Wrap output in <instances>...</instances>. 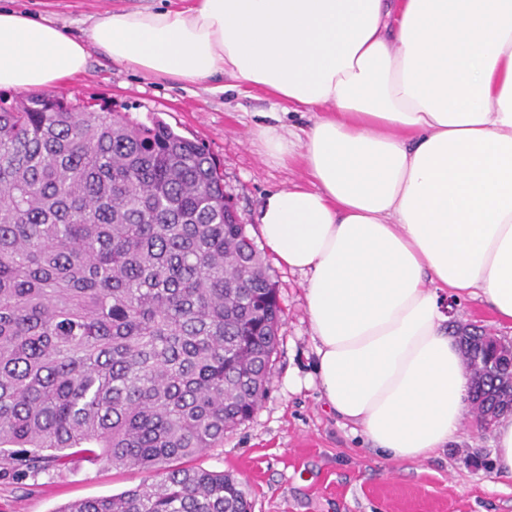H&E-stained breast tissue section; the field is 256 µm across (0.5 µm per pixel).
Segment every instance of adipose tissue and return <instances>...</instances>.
<instances>
[{"mask_svg":"<svg viewBox=\"0 0 512 512\" xmlns=\"http://www.w3.org/2000/svg\"><path fill=\"white\" fill-rule=\"evenodd\" d=\"M146 76L231 77L304 108L302 136L257 125L266 158L314 189L257 217L305 278L314 375L337 415L391 460L459 431L469 381L445 297L512 327V0H189L108 10L86 39L0 8V89L82 72L87 44Z\"/></svg>","mask_w":512,"mask_h":512,"instance_id":"adipose-tissue-1","label":"adipose tissue"}]
</instances>
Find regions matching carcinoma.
<instances>
[{"label":"carcinoma","instance_id":"obj_1","mask_svg":"<svg viewBox=\"0 0 512 512\" xmlns=\"http://www.w3.org/2000/svg\"><path fill=\"white\" fill-rule=\"evenodd\" d=\"M282 309L205 146L51 94L0 96V475L76 448L139 486L56 512H251L224 446L270 383ZM472 404L512 398L484 336Z\"/></svg>","mask_w":512,"mask_h":512}]
</instances>
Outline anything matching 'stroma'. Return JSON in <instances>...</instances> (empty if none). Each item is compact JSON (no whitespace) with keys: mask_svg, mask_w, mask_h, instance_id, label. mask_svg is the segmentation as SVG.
<instances>
[{"mask_svg":"<svg viewBox=\"0 0 512 512\" xmlns=\"http://www.w3.org/2000/svg\"><path fill=\"white\" fill-rule=\"evenodd\" d=\"M179 0H0V7L46 19L84 37L93 18L112 8L175 6ZM85 70L54 89L93 108L157 117L202 141L220 162L224 191L259 237L257 216L268 192L310 187L299 161L281 165L261 155L253 130L270 101L259 92L212 91L210 84L152 78L89 47ZM284 308L268 392L252 418L224 437L223 447L188 458L187 466L229 471L249 488L252 512H512V479L492 462V434L467 412L454 444L421 461H393L354 435L318 387L295 388L312 373L315 342L304 279L280 265L270 271ZM448 323L477 326L512 342L477 299L448 303ZM135 468L115 469L71 457L65 466L22 480L0 478V512H56L63 504L115 495L142 483Z\"/></svg>","mask_w":512,"mask_h":512,"instance_id":"1","label":"stroma"}]
</instances>
